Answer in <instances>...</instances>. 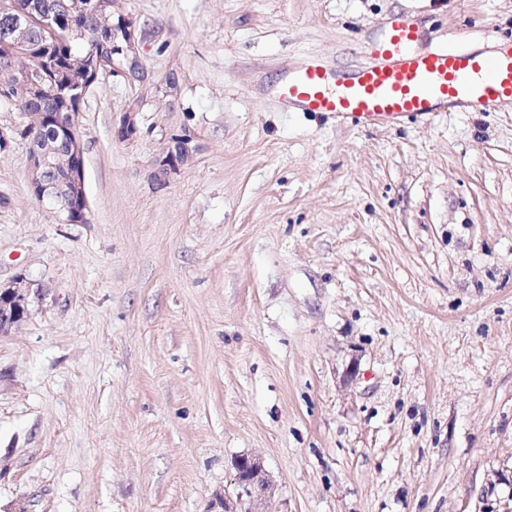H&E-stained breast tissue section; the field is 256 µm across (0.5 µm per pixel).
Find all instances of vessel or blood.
<instances>
[{
    "instance_id": "vessel-or-blood-1",
    "label": "vessel or blood",
    "mask_w": 512,
    "mask_h": 512,
    "mask_svg": "<svg viewBox=\"0 0 512 512\" xmlns=\"http://www.w3.org/2000/svg\"><path fill=\"white\" fill-rule=\"evenodd\" d=\"M420 39L414 24L393 19L372 43L371 63L350 76L306 56L283 77L278 100L288 110L327 113L363 128L512 104V40L486 56L464 48L420 51Z\"/></svg>"
}]
</instances>
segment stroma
I'll return each mask as SVG.
<instances>
[{
	"label": "stroma",
	"instance_id": "35a3bbf8",
	"mask_svg": "<svg viewBox=\"0 0 512 512\" xmlns=\"http://www.w3.org/2000/svg\"><path fill=\"white\" fill-rule=\"evenodd\" d=\"M396 15L424 50L512 37V0H114L146 77L80 104L85 224L0 97V283L37 291L0 335V512H205L241 454L267 512H512V108L359 128L275 93ZM195 151L194 136L190 133L178 135L172 140V148L168 149L166 155L159 160L161 173L175 167V162H183L189 159ZM170 167V168H167Z\"/></svg>",
	"mask_w": 512,
	"mask_h": 512
}]
</instances>
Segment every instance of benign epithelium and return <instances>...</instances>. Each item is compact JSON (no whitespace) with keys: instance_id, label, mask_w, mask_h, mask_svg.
<instances>
[{"instance_id":"7a95c632","label":"benign epithelium","mask_w":512,"mask_h":512,"mask_svg":"<svg viewBox=\"0 0 512 512\" xmlns=\"http://www.w3.org/2000/svg\"><path fill=\"white\" fill-rule=\"evenodd\" d=\"M78 16H92L102 19L106 10L102 0H83L73 5ZM39 34L45 41L64 40L70 31L56 26L54 14L47 12L40 15L21 14L11 35L0 43L13 52H19L29 45L32 34ZM124 42L122 52L127 58V65L138 63L136 36L134 30L127 26L121 28ZM121 73L115 63L102 58L96 59L87 82L81 84L75 92L78 99H83L90 86L102 72ZM70 121L58 120L53 131L43 136H32L30 149V180L35 196L54 206L56 212L66 224H83L88 221V199L84 181L83 146L78 126L79 113H69ZM66 143L69 146L72 166L68 172L66 189L58 191V185L48 178L51 170L53 142ZM195 151L194 136L189 133L172 139V148L159 160L161 173L175 167V162L189 159ZM32 283L23 274L17 275L10 283L0 286V334L8 333L12 327L22 321L27 313ZM233 491L216 493L207 506L206 512H265L264 505L274 493V484L270 479L261 458L244 454L234 458Z\"/></svg>"}]
</instances>
